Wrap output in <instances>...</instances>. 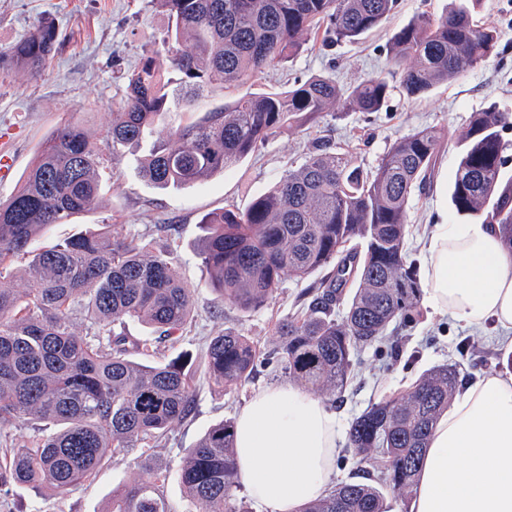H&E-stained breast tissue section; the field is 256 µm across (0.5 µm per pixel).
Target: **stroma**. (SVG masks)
<instances>
[{
	"instance_id": "1",
	"label": "stroma",
	"mask_w": 512,
	"mask_h": 512,
	"mask_svg": "<svg viewBox=\"0 0 512 512\" xmlns=\"http://www.w3.org/2000/svg\"><path fill=\"white\" fill-rule=\"evenodd\" d=\"M447 5L448 0H398L397 9L382 26L355 43L328 46L321 34L310 35L292 60L255 79L253 87L285 90L294 81L317 74L331 75L347 86L359 83L386 69L392 30L422 12L440 15ZM478 17L503 33L496 53L485 63L419 98L393 92L378 112L325 113L316 122L270 138L224 175L160 190L132 168L133 151L115 155L104 150L100 169L106 185L103 203L70 223L54 225L49 239L62 241L113 218L132 233L153 240L156 247L174 252L176 273L193 292V319L177 341L160 343L157 359L166 362L180 355L191 359L193 410L156 447L108 454L93 480L66 492L10 485L8 492L0 491V512H106L115 488L133 482L149 468H176L210 427L236 418L257 389L287 380L283 369L262 365L245 385L222 391L206 374L201 354L210 339L227 328L247 336L260 349L270 348L276 323L298 309L307 281L286 279L265 308L246 313L217 299L196 245L204 215L225 208L246 209L288 168L300 165L316 142L332 140L352 151L360 164L372 167L398 137L426 126L448 130L434 186L415 197L409 211V258L422 259L430 225L440 222L451 209L450 189L460 157L456 133L465 129L472 113L494 103L512 105V0H481ZM46 18L55 20L64 42L42 77L34 79L16 70L0 74V132L10 131L9 145L17 158L12 172L0 176V199L4 201L61 121L76 123L95 138L104 136L113 112L125 98L128 74L144 49L160 45L168 28L167 17L150 0H0V49L27 36ZM464 339L473 349L467 356L459 351ZM392 342L399 356H391L384 346L359 354L351 386L343 401L333 405L339 439H346L352 419L369 405L397 394L443 362L460 363L465 379L484 372L512 375V369L498 364L499 354L511 352L512 343L492 322L469 328L424 308Z\"/></svg>"
}]
</instances>
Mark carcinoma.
Listing matches in <instances>:
<instances>
[{
  "mask_svg": "<svg viewBox=\"0 0 512 512\" xmlns=\"http://www.w3.org/2000/svg\"><path fill=\"white\" fill-rule=\"evenodd\" d=\"M169 26L160 50H144L127 77L120 111L105 131L112 154L155 134L171 112L172 84L184 105L213 84L243 85L293 58L324 24L335 42L377 29L398 0H152ZM480 0H451L445 14H422L388 41L389 74L352 87L313 75L284 91L246 92L157 137L134 158L157 188H181L222 174L268 139L324 112H379L394 88L422 96L458 78L495 51L501 32L480 25ZM45 19L26 38L0 50V72L36 78L62 45ZM396 83H391V80ZM512 109L492 105L472 114L458 135L461 157L451 204L461 216L497 224L512 252V178L503 176L502 131ZM445 133L424 127L394 140L366 168L330 142L239 211L201 220L198 255L217 297L243 311L269 303L288 278L326 271L303 293L302 306L275 325L278 342L261 356L232 329L212 337L201 361L220 390L245 384L264 360L316 394L344 396L359 349L410 321L420 298L418 269L408 260V212L431 185ZM101 149L79 125L60 123L11 197L0 202V434L25 420L54 430L6 448L0 487L10 483L62 493L95 478L109 452L147 447L192 409V372L177 357L149 365L152 342L135 344L115 330L137 321L159 340L174 338L191 319L193 294L175 272L173 253L154 249L123 224H100L62 242L43 237L92 211L103 198ZM23 287H18L17 282ZM343 313L336 314V306ZM460 365L443 363L393 398L351 422L347 447L374 482H341L303 512H393L413 495L433 426L448 409ZM235 421L211 427L188 450L176 480L195 512H250L238 498ZM170 471L147 470L112 492L107 512H167Z\"/></svg>",
  "mask_w": 512,
  "mask_h": 512,
  "instance_id": "1",
  "label": "carcinoma"
}]
</instances>
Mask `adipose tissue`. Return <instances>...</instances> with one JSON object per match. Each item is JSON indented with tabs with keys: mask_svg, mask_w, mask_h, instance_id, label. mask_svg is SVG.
I'll use <instances>...</instances> for the list:
<instances>
[{
	"mask_svg": "<svg viewBox=\"0 0 512 512\" xmlns=\"http://www.w3.org/2000/svg\"><path fill=\"white\" fill-rule=\"evenodd\" d=\"M422 279L433 313L512 329V254L496 225H434ZM336 428L335 411L295 384L250 398L236 419L235 451L241 484L263 512H301L327 495ZM409 512H512V378L468 382L439 417Z\"/></svg>",
	"mask_w": 512,
	"mask_h": 512,
	"instance_id": "adipose-tissue-1",
	"label": "adipose tissue"
}]
</instances>
